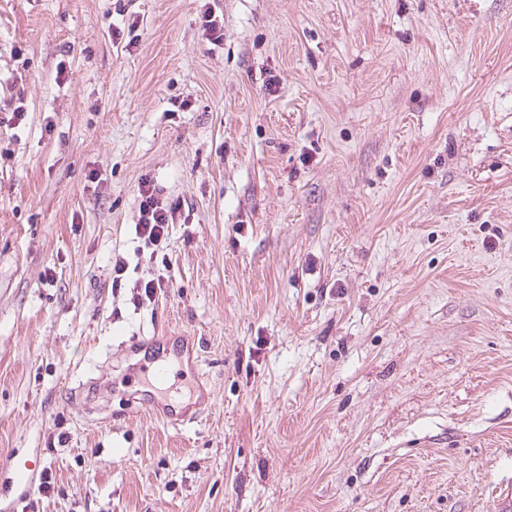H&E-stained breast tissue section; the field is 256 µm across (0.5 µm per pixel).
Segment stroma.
<instances>
[{
  "label": "stroma",
  "instance_id": "stroma-1",
  "mask_svg": "<svg viewBox=\"0 0 512 512\" xmlns=\"http://www.w3.org/2000/svg\"><path fill=\"white\" fill-rule=\"evenodd\" d=\"M10 96L0 512H502L512 0H0ZM200 23L206 39L213 45L224 41V25L223 22L217 20V16L213 15L211 8L205 4L201 6ZM150 181L139 187V221L135 224L137 239L145 246L159 247L169 238L170 224H173L172 206L158 198L156 188ZM176 339L177 337L174 338L172 342L169 341L165 345L162 344L161 347L158 346L156 356L149 357L145 363L139 367L142 383L146 388H148V390L141 391L140 398H135L132 402H137L135 400H139L138 403L145 409L161 410L163 418H165L168 423L174 426H179L190 419L189 408L175 405L168 399L160 401L155 394V392L161 389L160 386H164L168 383L169 372L165 365L154 364L164 355V352L169 354L171 352V347H173V351L176 353L178 358L182 357L184 354V347L180 344L181 341H176Z\"/></svg>",
  "mask_w": 512,
  "mask_h": 512
}]
</instances>
